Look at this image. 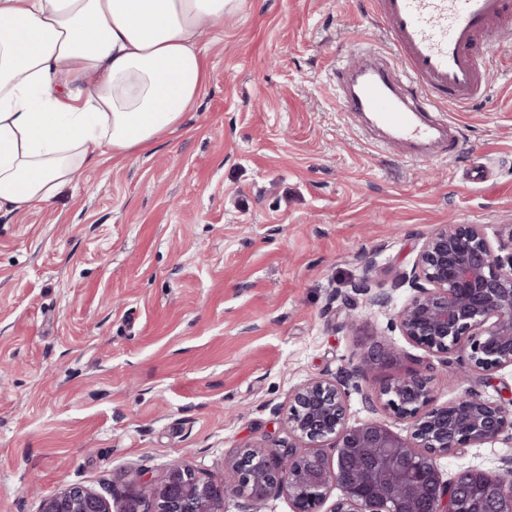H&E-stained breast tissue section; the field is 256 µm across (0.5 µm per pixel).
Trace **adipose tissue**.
Listing matches in <instances>:
<instances>
[{
    "mask_svg": "<svg viewBox=\"0 0 512 512\" xmlns=\"http://www.w3.org/2000/svg\"><path fill=\"white\" fill-rule=\"evenodd\" d=\"M243 2L0 0V211L175 131L207 78L201 34Z\"/></svg>",
    "mask_w": 512,
    "mask_h": 512,
    "instance_id": "1",
    "label": "adipose tissue"
}]
</instances>
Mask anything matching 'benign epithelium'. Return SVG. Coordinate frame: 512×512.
I'll use <instances>...</instances> for the list:
<instances>
[{"mask_svg": "<svg viewBox=\"0 0 512 512\" xmlns=\"http://www.w3.org/2000/svg\"><path fill=\"white\" fill-rule=\"evenodd\" d=\"M375 263L365 262L353 294L337 295L338 307L357 309L356 296L395 310V326L406 341L431 356H454L471 372L491 375L512 368V225L491 241L480 224H442L423 240L416 260L393 288L409 289L395 307L389 291L371 293ZM401 353L371 342L353 370L342 378H314L291 396L288 429L304 444L301 452L247 449L227 462L218 484L180 461L160 484L143 490L142 512H224V499L241 492L255 504L285 492L293 512H318L331 491L342 496L326 512H509L512 478L477 468L443 478L437 458L472 444L497 440L512 431V396L496 400L469 390L440 403L418 371H399L374 386L380 371L396 365ZM352 379L365 403L398 419H409L407 438L378 420L348 423L346 389ZM329 444L330 456L320 452ZM42 512H112L103 495L72 484L46 497Z\"/></svg>", "mask_w": 512, "mask_h": 512, "instance_id": "obj_1", "label": "benign epithelium"}]
</instances>
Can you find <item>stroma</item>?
Masks as SVG:
<instances>
[{
    "label": "stroma",
    "instance_id": "1",
    "mask_svg": "<svg viewBox=\"0 0 512 512\" xmlns=\"http://www.w3.org/2000/svg\"><path fill=\"white\" fill-rule=\"evenodd\" d=\"M367 39L389 47L369 0H245L204 36L208 79L176 131L0 211V512H40L71 484L133 512L174 461L220 480L241 450L288 445L293 389L363 353L356 316L453 398L456 359L426 358L368 296L353 312L334 294L369 259L393 289L439 225L512 224V57L453 111L454 157L416 163L336 109L332 69ZM480 163L490 178L471 184ZM438 464L503 474L512 441Z\"/></svg>",
    "mask_w": 512,
    "mask_h": 512
}]
</instances>
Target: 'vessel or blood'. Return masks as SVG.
I'll return each instance as SVG.
<instances>
[{
  "instance_id": "obj_1",
  "label": "vessel or blood",
  "mask_w": 512,
  "mask_h": 512,
  "mask_svg": "<svg viewBox=\"0 0 512 512\" xmlns=\"http://www.w3.org/2000/svg\"><path fill=\"white\" fill-rule=\"evenodd\" d=\"M385 54L360 48L332 72L336 104L377 147L432 162L458 146L452 108L481 98L494 58L512 44V0H371Z\"/></svg>"
}]
</instances>
